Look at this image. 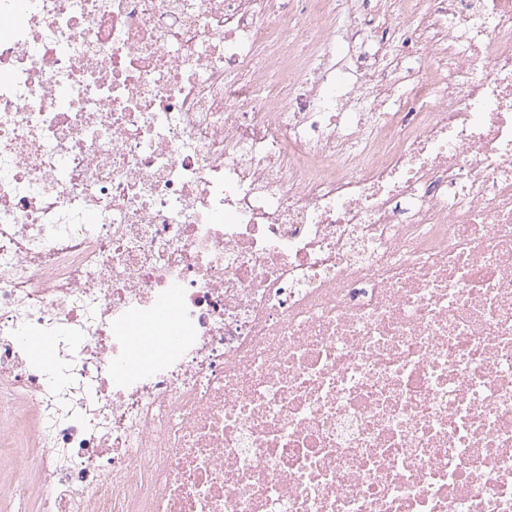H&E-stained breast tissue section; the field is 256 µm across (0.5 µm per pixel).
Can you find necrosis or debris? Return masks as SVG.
Instances as JSON below:
<instances>
[{
  "mask_svg": "<svg viewBox=\"0 0 512 512\" xmlns=\"http://www.w3.org/2000/svg\"><path fill=\"white\" fill-rule=\"evenodd\" d=\"M300 2L0 0L5 512H512V0Z\"/></svg>",
  "mask_w": 512,
  "mask_h": 512,
  "instance_id": "4bbe7bcc",
  "label": "necrosis or debris"
}]
</instances>
